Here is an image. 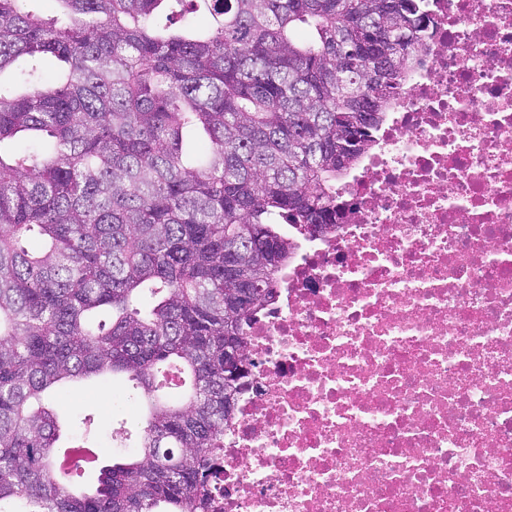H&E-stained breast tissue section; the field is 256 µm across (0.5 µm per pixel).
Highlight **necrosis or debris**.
<instances>
[{
	"mask_svg": "<svg viewBox=\"0 0 512 512\" xmlns=\"http://www.w3.org/2000/svg\"><path fill=\"white\" fill-rule=\"evenodd\" d=\"M335 228L246 327L209 512H512V0H429Z\"/></svg>",
	"mask_w": 512,
	"mask_h": 512,
	"instance_id": "1",
	"label": "necrosis or debris"
}]
</instances>
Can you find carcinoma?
Segmentation results:
<instances>
[{"label":"carcinoma","instance_id":"1","mask_svg":"<svg viewBox=\"0 0 512 512\" xmlns=\"http://www.w3.org/2000/svg\"><path fill=\"white\" fill-rule=\"evenodd\" d=\"M30 2L0 0V75L29 61L0 81V512H207L238 401L226 341L246 359L288 229L336 225V181L429 16L422 0H54L49 18ZM106 374L142 424L89 491L74 449L94 443L74 437L60 466L48 392Z\"/></svg>","mask_w":512,"mask_h":512}]
</instances>
